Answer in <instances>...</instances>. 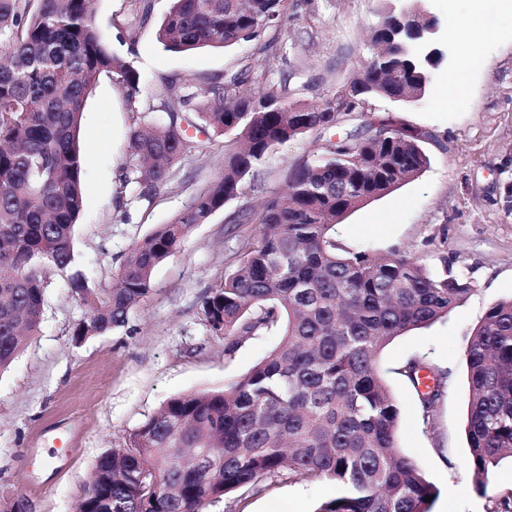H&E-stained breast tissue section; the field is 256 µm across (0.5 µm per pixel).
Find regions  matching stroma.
Wrapping results in <instances>:
<instances>
[{"label": "stroma", "instance_id": "stroma-1", "mask_svg": "<svg viewBox=\"0 0 512 512\" xmlns=\"http://www.w3.org/2000/svg\"><path fill=\"white\" fill-rule=\"evenodd\" d=\"M476 2L429 0L448 41L447 61L434 70L418 103L374 102L376 117L429 132L422 143L428 168L352 209L331 231L348 251L406 252L431 271L449 269L472 285L448 318L396 337L378 356L379 373L401 407L399 447L439 491L431 512H487L491 494L512 489L511 459L491 468L484 495L467 468L466 340L492 304L512 298V210L503 201V188L512 182V27L466 51L451 33ZM151 5L150 19L133 43L121 38L128 0L96 5L98 25L114 54L139 73L141 87L134 114L115 78L101 75L81 123L85 207L74 228L69 273L81 274L100 295L116 283L131 247L189 206L220 176L235 149L232 136L192 133L197 147L173 167L167 183L152 198L129 203L120 195V177L133 166L134 123L164 124L163 99L190 93L203 103L215 81L246 64L289 75L296 98L320 101L349 85L368 59V34L382 0H290L283 26L299 32L314 24L318 36L268 56L248 44L167 51L155 30L170 0ZM468 52L475 62L460 68ZM454 72L466 94L451 105L443 92ZM320 151L313 135L276 147L243 202L255 205L280 193L287 170ZM238 205L230 202L208 223L193 227L181 250L156 267L149 292L117 333L75 344L72 331L87 308L68 288L69 274L47 271L41 327L0 373V512H13L19 501L26 512H75L101 454L126 446L130 434L168 399L223 389L273 349L278 337L270 333L244 338L226 352L223 336L210 331L201 310L202 297L223 278L242 241L258 231L254 224L228 223ZM411 358L445 378L427 421L415 388L398 372ZM335 493L329 481L299 482L284 474L259 489L227 495L204 512H265L272 501L287 503L290 512H314Z\"/></svg>", "mask_w": 512, "mask_h": 512}]
</instances>
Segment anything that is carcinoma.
Returning <instances> with one entry per match:
<instances>
[{"label":"carcinoma","instance_id":"obj_1","mask_svg":"<svg viewBox=\"0 0 512 512\" xmlns=\"http://www.w3.org/2000/svg\"><path fill=\"white\" fill-rule=\"evenodd\" d=\"M97 0H0V373L42 322L46 271L73 260V230L85 207L79 129L103 73L116 76L130 112L138 111V72L112 53L96 23ZM285 0H171L156 28L174 53L256 44L269 53L288 38ZM134 42L149 0H130ZM419 72L398 55L364 62L345 105L334 92L318 104L292 101L289 79L247 65L209 89L162 102L167 122L131 133L138 196L151 197L191 152L187 129L233 134L243 147L224 173L172 222L132 248L118 282L99 297L78 274L71 291L88 308L73 329L117 332L149 292L155 268L187 232L245 195L276 146L315 134L323 152L290 168L285 192L228 216L259 233L239 249L224 278L202 300L210 330L233 349L247 336L278 333L275 347L222 390L168 400L129 437L102 454L81 497L84 512H202L209 503L284 472L328 480L336 494L316 512H431L438 490L398 446L400 408L376 367L394 338L448 314L471 291L394 251L340 249L330 230L356 206L418 177L429 164L419 130L367 116L369 99L408 102ZM466 434L477 488L512 457V299L499 301L468 337ZM426 365L399 369L413 386ZM443 380L419 394L429 420ZM488 512H512V489L490 497Z\"/></svg>","mask_w":512,"mask_h":512}]
</instances>
